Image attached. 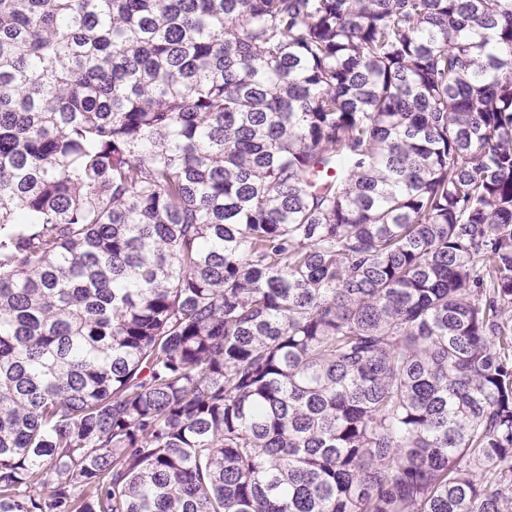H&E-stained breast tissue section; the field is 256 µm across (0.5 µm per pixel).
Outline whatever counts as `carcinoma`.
<instances>
[{
	"mask_svg": "<svg viewBox=\"0 0 512 512\" xmlns=\"http://www.w3.org/2000/svg\"><path fill=\"white\" fill-rule=\"evenodd\" d=\"M0 512H512V0H0Z\"/></svg>",
	"mask_w": 512,
	"mask_h": 512,
	"instance_id": "1",
	"label": "carcinoma"
}]
</instances>
